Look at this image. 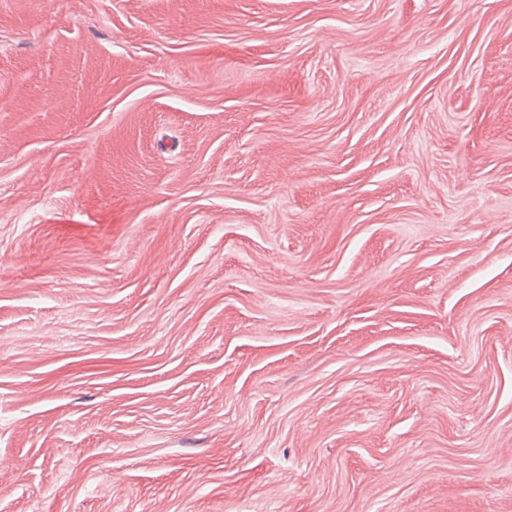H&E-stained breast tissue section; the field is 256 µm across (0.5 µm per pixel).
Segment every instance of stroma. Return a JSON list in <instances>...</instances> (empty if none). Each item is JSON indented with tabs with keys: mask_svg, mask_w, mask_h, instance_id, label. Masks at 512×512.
<instances>
[{
	"mask_svg": "<svg viewBox=\"0 0 512 512\" xmlns=\"http://www.w3.org/2000/svg\"><path fill=\"white\" fill-rule=\"evenodd\" d=\"M0 512H512V0H0Z\"/></svg>",
	"mask_w": 512,
	"mask_h": 512,
	"instance_id": "obj_1",
	"label": "stroma"
}]
</instances>
